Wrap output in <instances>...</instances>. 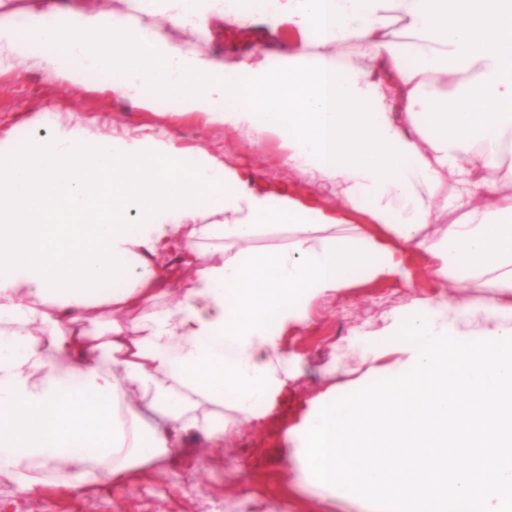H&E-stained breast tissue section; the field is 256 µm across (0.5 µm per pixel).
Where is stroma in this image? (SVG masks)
Wrapping results in <instances>:
<instances>
[{"label":"stroma","mask_w":512,"mask_h":512,"mask_svg":"<svg viewBox=\"0 0 512 512\" xmlns=\"http://www.w3.org/2000/svg\"><path fill=\"white\" fill-rule=\"evenodd\" d=\"M210 29L207 35L176 28L171 34L199 53L220 56L228 66L246 56L302 46L301 35L285 25L256 26L245 37L222 29L217 20ZM120 81L117 75L89 79L75 93L50 66L12 60L0 66V139L22 150L57 125L81 128L93 140L149 135L187 151L205 150L250 171L255 187L283 185L302 198L317 191L322 204H339V197L320 191L309 173L281 163L280 138L211 122L160 97L148 107L135 105L119 90ZM440 292L428 260L416 257L409 281L363 279L336 297L312 301L306 322L281 339L289 371L285 391L307 414L324 396L361 389L375 373L403 359L401 353L384 352V329L400 320L414 298ZM195 412L236 418L234 434L220 447L200 436L172 438L162 463L134 465L118 477L103 464L95 466L93 480L65 485L55 466L38 467L32 485L0 481V512H202L209 501L223 502L224 512H372L370 503L347 489L324 492L294 444L273 438L268 418L207 402Z\"/></svg>","instance_id":"stroma-1"}]
</instances>
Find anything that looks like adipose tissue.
Masks as SVG:
<instances>
[{
	"label": "adipose tissue",
	"instance_id": "1",
	"mask_svg": "<svg viewBox=\"0 0 512 512\" xmlns=\"http://www.w3.org/2000/svg\"><path fill=\"white\" fill-rule=\"evenodd\" d=\"M147 9L168 26L29 0L22 24L0 22V57L44 62L77 89L89 72L119 74L136 105H149L150 88L180 111L279 136L284 164L317 174L345 205L254 190L251 172L149 136L91 141L57 126L22 152L0 141V481L20 478L28 461L59 465L64 482L106 462L118 473L160 457L175 432L221 444L226 423L189 414L190 396L245 414L270 408L283 384L279 339L307 304L360 277H405L415 249L449 287L463 267L480 288L457 305L417 300L435 327L474 310L512 332V194L494 176L512 149V0H249L245 10L148 0ZM216 17L239 29L285 24L314 46L352 43L372 67L301 50L228 67L169 33L207 30ZM446 176L459 186L448 208L460 218L435 247L422 231ZM360 208L370 232L337 235ZM204 214L214 222L200 223ZM281 225L296 230L286 247L248 248ZM204 241L231 253L213 262ZM173 254L190 280L170 272ZM117 275L126 287L103 291ZM169 293L178 304L157 309ZM96 305L117 317L92 334ZM38 321L50 323L47 335ZM140 391L165 421L147 435L123 401Z\"/></svg>",
	"mask_w": 512,
	"mask_h": 512
}]
</instances>
